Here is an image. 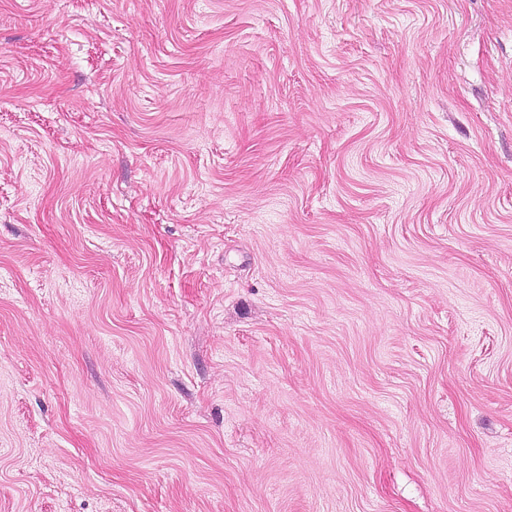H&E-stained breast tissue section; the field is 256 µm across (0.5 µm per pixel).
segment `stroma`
<instances>
[{"instance_id":"35a3bbf8","label":"stroma","mask_w":512,"mask_h":512,"mask_svg":"<svg viewBox=\"0 0 512 512\" xmlns=\"http://www.w3.org/2000/svg\"><path fill=\"white\" fill-rule=\"evenodd\" d=\"M0 512H512V0H0Z\"/></svg>"}]
</instances>
